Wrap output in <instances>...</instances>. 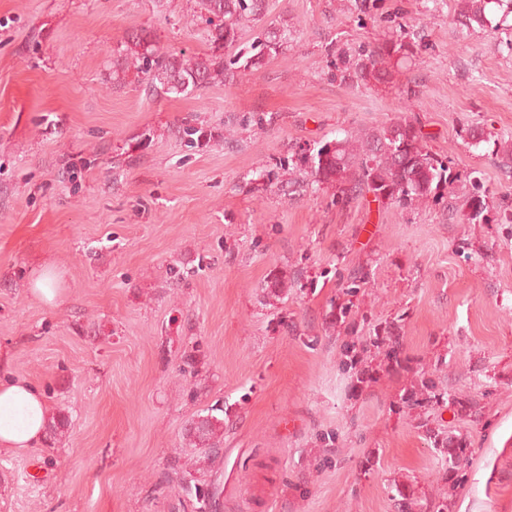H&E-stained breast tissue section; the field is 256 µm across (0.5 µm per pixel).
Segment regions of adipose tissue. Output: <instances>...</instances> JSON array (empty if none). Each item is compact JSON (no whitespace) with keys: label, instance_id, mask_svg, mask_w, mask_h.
<instances>
[{"label":"adipose tissue","instance_id":"adipose-tissue-1","mask_svg":"<svg viewBox=\"0 0 512 512\" xmlns=\"http://www.w3.org/2000/svg\"><path fill=\"white\" fill-rule=\"evenodd\" d=\"M48 398L31 382L0 376V453L19 454L43 440Z\"/></svg>","mask_w":512,"mask_h":512}]
</instances>
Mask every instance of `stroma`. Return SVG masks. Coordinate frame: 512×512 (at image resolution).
<instances>
[{
  "label": "stroma",
  "mask_w": 512,
  "mask_h": 512,
  "mask_svg": "<svg viewBox=\"0 0 512 512\" xmlns=\"http://www.w3.org/2000/svg\"><path fill=\"white\" fill-rule=\"evenodd\" d=\"M457 4L268 0L287 50L176 97L114 82L112 52L141 27L206 52L199 0H0V355L70 421L0 454V512H191L175 472L198 463L186 430L215 407L218 512H432L445 460L390 411L411 374L358 392L340 367L330 301L359 268V335L396 328L414 367L482 412L435 414L473 441L452 512H512V16L467 28ZM401 24L415 58L391 87L342 81ZM402 117L449 159L454 195L341 204L293 166ZM187 124L207 140L188 144ZM49 269L55 307L31 291Z\"/></svg>",
  "instance_id": "1"
}]
</instances>
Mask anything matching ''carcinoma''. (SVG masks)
Returning <instances> with one entry per match:
<instances>
[{
  "label": "carcinoma",
  "mask_w": 512,
  "mask_h": 512,
  "mask_svg": "<svg viewBox=\"0 0 512 512\" xmlns=\"http://www.w3.org/2000/svg\"><path fill=\"white\" fill-rule=\"evenodd\" d=\"M492 3L512 6V0H459V18L467 25L483 28L490 24L487 9ZM200 5L211 53L187 57L182 52L164 51L151 31L133 29L115 50L119 63L115 64L113 73H125L132 68L137 81L147 89L186 96L214 83L230 84L288 48V28L283 25L263 27L251 43H241L243 28L261 20L266 0H200ZM413 46V33L401 26L399 33L371 47L348 66L344 78L364 86L387 84L392 77V65L411 57ZM294 164L306 170L316 185L333 189L336 200L342 203L371 193L380 202L410 206L454 183L449 162L427 150L421 127L408 119L396 120L375 132L348 134L316 150H303L296 154ZM366 278L360 271L339 276L346 280L342 287L346 299L336 304L337 322L352 327L357 320H366L364 316L358 317L350 300L366 283ZM373 350L384 352L383 370L407 369L409 358L399 335L389 331L384 336H367L347 345L345 350L346 364L355 370L357 382L378 380L379 370L367 364L365 358ZM441 406L470 417L476 412L477 402L440 388L434 374L423 370L400 395L392 412L409 413L418 409L426 415ZM420 427L426 429L430 447L448 462V497L451 498L467 480L472 442L464 434L429 427L427 417L421 420ZM223 436L224 419L211 413L197 416L186 432L188 444L200 450L203 459L211 463L220 457ZM199 472L198 468L183 470L179 486L192 499L193 512H216L215 497L201 491L204 482Z\"/></svg>",
  "instance_id": "obj_1"
}]
</instances>
